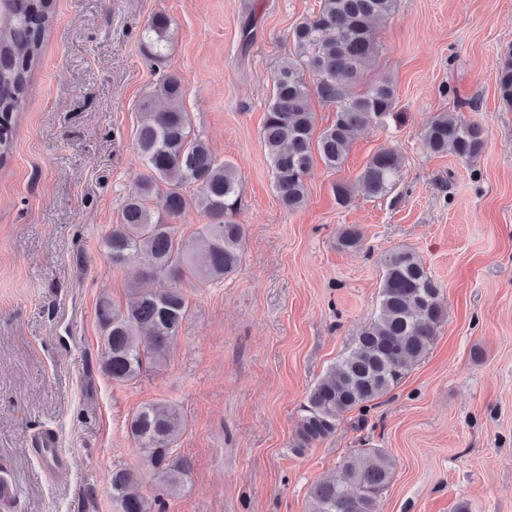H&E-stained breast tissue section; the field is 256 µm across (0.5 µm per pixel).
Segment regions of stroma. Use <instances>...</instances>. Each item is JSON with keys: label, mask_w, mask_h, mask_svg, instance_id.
I'll return each instance as SVG.
<instances>
[{"label": "stroma", "mask_w": 512, "mask_h": 512, "mask_svg": "<svg viewBox=\"0 0 512 512\" xmlns=\"http://www.w3.org/2000/svg\"><path fill=\"white\" fill-rule=\"evenodd\" d=\"M319 0H56L30 98L0 167V472L18 488L9 512H114L105 476L132 471L162 512H309L312 485L340 476L361 448L396 461L381 512H512V112L497 90L512 46V0H399L377 28L369 79L391 77L386 125L358 132L337 171L315 163L301 209H284L260 135L288 35ZM167 13V57L140 48ZM213 153L237 168L242 270L186 284L193 315L171 360L135 382L100 368L101 293L124 302L139 263L116 270L101 243L144 172L139 101L167 74ZM437 112L482 122L486 146L465 162L435 155L419 132ZM404 159L383 197L355 183L382 146ZM353 185L347 207L336 183ZM357 227L359 248L339 244ZM409 248L440 288L446 320L403 382L366 416L296 450L308 388L377 311L381 259ZM187 419L178 448L192 469L160 491L126 424L144 403ZM51 427L71 459L47 478L29 438Z\"/></svg>", "instance_id": "obj_1"}]
</instances>
